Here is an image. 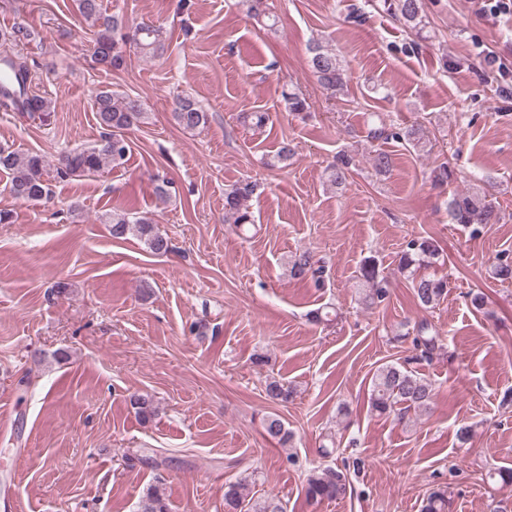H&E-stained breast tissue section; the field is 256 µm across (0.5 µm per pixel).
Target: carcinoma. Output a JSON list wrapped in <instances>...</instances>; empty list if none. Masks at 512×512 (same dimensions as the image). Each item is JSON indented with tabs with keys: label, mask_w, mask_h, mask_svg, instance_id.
I'll return each mask as SVG.
<instances>
[{
	"label": "carcinoma",
	"mask_w": 512,
	"mask_h": 512,
	"mask_svg": "<svg viewBox=\"0 0 512 512\" xmlns=\"http://www.w3.org/2000/svg\"><path fill=\"white\" fill-rule=\"evenodd\" d=\"M248 17L267 30L275 29L276 17L269 12L267 0H245ZM79 13L91 22L94 28L91 58L105 71L120 70L126 63L125 48H133L145 57L162 56L165 36L162 28L149 23H127L123 16L103 11L100 0H77ZM387 10L400 16L412 29L423 25L421 0H392ZM31 32L24 26L0 30V108L27 114L40 119L53 111L52 99L32 93V75L28 58L19 48L30 41ZM310 66L322 87L334 94L344 86V73L336 54L320 42L309 46ZM283 99L288 114L298 120L308 117L309 105L296 93H285ZM94 108L102 134L92 146L65 150L58 155L56 176L67 179L73 176L101 173L108 167H117L126 161L131 151L129 134L145 123L146 112L140 101L122 96L112 90L100 89L94 95ZM172 118L181 128L195 130L205 126L208 113L199 102L189 95L176 99ZM368 138L392 139L415 149L423 150L428 141L418 125L374 126ZM352 158L347 154L336 157V162L327 168V181L334 187L343 186L351 173ZM0 170L10 175L9 191L18 198L31 201L49 200L52 189L49 175L42 158L33 153L9 151L0 147ZM455 177L448 162L436 165L431 179L436 187L448 185ZM258 184L247 179L236 182L224 193V222L243 226L254 223L249 201L256 194ZM445 207L452 223L469 229L471 237H477L488 224L499 221V210L485 188L478 186L466 193L449 197ZM104 223L111 225L112 237L121 238L134 232L154 254L169 251L165 237L154 229L151 219L136 217L128 212L112 213ZM441 250L437 240L431 236L413 237L406 241L400 252L397 270L411 278L413 295L418 304L430 309L448 295V277L422 274L420 270L437 263ZM290 276L310 281L316 288L325 287L326 268L309 250H297L289 260ZM491 277L502 283L512 282V258L502 255L491 269ZM391 281L381 274L375 259L369 257L360 267L358 302L367 307L378 306L390 296ZM411 340L416 351L415 360H432L442 350L440 337L431 325L421 322L412 330L398 335ZM293 390L278 380L267 382L265 396L272 403L286 402ZM434 388L427 379L412 370L408 363L386 362L380 365L371 377L370 408L384 416L405 419L409 410L419 413L431 409ZM136 415L146 421L157 414V406L149 395H134L130 400ZM267 435L280 442L289 441L292 434L282 418L272 414L264 419ZM350 489L347 474L332 466H319L306 477L305 496L312 503L325 500H340ZM143 512H167L161 490L154 487L147 495ZM224 512H283L279 500L270 495L253 499L248 497L247 484L242 481L224 484ZM421 512H448V487L438 486L429 491L422 501Z\"/></svg>",
	"instance_id": "cac0c4a2"
}]
</instances>
